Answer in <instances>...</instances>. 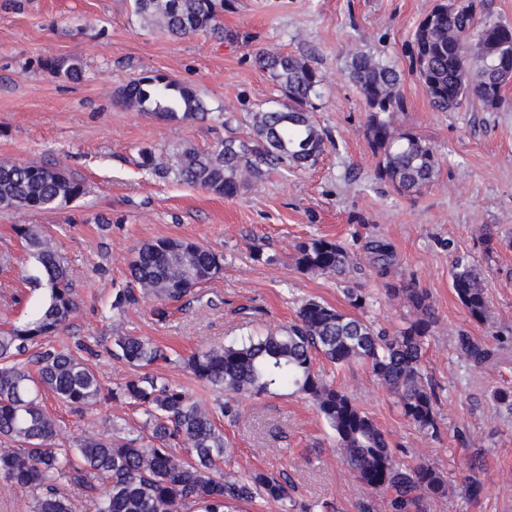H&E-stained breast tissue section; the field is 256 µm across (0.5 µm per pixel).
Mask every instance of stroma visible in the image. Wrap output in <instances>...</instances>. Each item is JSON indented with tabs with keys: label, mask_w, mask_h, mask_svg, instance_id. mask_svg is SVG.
Returning <instances> with one entry per match:
<instances>
[{
	"label": "stroma",
	"mask_w": 512,
	"mask_h": 512,
	"mask_svg": "<svg viewBox=\"0 0 512 512\" xmlns=\"http://www.w3.org/2000/svg\"><path fill=\"white\" fill-rule=\"evenodd\" d=\"M438 0H224L220 32L182 38L136 16L132 0H0V164L60 165L86 193L52 210L0 209V323L33 313L44 301L34 287L40 267L15 231L49 233L66 258L80 297L61 332L68 344L97 351L95 368L110 386L129 366L108 348L115 333L143 336L189 356L202 346L250 331L288 326L305 300H317L391 331L410 319L388 288L407 281L424 288L439 318L426 345L424 374L439 396L438 434H422L368 365L320 361L327 380L344 387L388 436L397 459L426 464L449 493L425 500L423 512H512V411L496 400L512 388V83L507 104L486 112H439L409 67L418 22ZM304 58L320 76L314 118L331 142L303 171L278 170L231 197L161 177L140 166L151 148L175 162L187 148L213 152L220 122L175 123L123 106L118 91L154 71L187 85L211 112L230 113L239 135L252 114L287 98L255 61L258 51ZM362 51L401 73L405 109L394 126L416 133L440 154L433 183L398 193L376 176L379 158L365 136L368 113L346 66ZM77 59L79 77L51 72ZM497 237L485 242L482 229ZM312 236L341 242L355 264L337 278L304 271L296 245ZM188 239L224 257V271L200 288L190 306L173 304L157 321L142 301L122 313L109 307L128 276L136 247L160 238ZM389 242L395 260L378 275L365 251ZM475 262L490 300L486 320H473L451 288L456 257ZM364 293L353 306L347 289ZM492 352L475 366L459 336ZM238 421L221 419L229 454L224 473L262 470L286 478L294 512L322 503L323 512H393L390 497L352 477L308 399L282 391L245 401ZM60 439L103 432L109 420L142 418L112 401L82 413L48 401ZM481 491L470 497L467 480Z\"/></svg>",
	"instance_id": "1"
}]
</instances>
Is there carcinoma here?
I'll return each mask as SVG.
<instances>
[{"label":"carcinoma","instance_id":"obj_1","mask_svg":"<svg viewBox=\"0 0 512 512\" xmlns=\"http://www.w3.org/2000/svg\"><path fill=\"white\" fill-rule=\"evenodd\" d=\"M224 0H134L135 13L156 17L168 34L179 37L215 31ZM512 60V26L484 11L480 0H444L417 26L411 43L412 72L423 83L432 107L457 112L473 101L494 111L506 104L504 77L494 56ZM256 63L284 89L288 103L254 114L251 133L228 136L212 154L189 148L170 168L152 149L141 151V167L169 174L219 195H233L281 167L313 165L325 151L328 134L314 122L313 98L321 76L307 61L288 53L260 51ZM348 77L364 101L369 117L366 135L380 156L377 177L400 193L433 182L440 166L434 148L410 131L394 128L393 116L404 110L400 72L374 57L351 56ZM123 103L165 121L210 119L197 92L163 74L132 80L120 91ZM48 166L0 165V207L54 209L85 194L71 177H43ZM23 247L42 268L45 304L32 316L0 328V481L25 489L31 512H80L66 489L75 487L95 512H237L236 506L259 497L288 512V489L277 477L255 471L243 478L226 476L221 464L228 450L216 417H239L235 403L288 387L310 398L349 472L364 484L393 495L395 512H417L426 496H443L448 484L433 467L406 468L396 462L384 432L360 409L349 392L328 383L315 370L317 356L339 366L368 364L379 383L395 395L402 415L423 434L438 431V398L425 384L422 361L438 317L428 295L407 283L390 295L409 307L412 317L393 334L335 308L307 300L288 327L221 345H208L183 360L200 382L229 397L209 408L155 375L154 364L169 360L151 339L119 333L110 353L132 367L128 379L106 386L89 363L58 343L56 337L79 308L73 278L50 237L32 227H18ZM379 272L393 260L390 245L370 242ZM293 260L304 270L346 275L355 259L340 242L324 237L297 244ZM224 257L193 241L160 238L142 244L129 263L127 287L116 291L112 309L119 312L139 300L155 302L153 315L168 316V305L195 294L219 276ZM452 288L471 318L489 312L485 285L477 268L457 259ZM462 353L478 364L490 352L468 336ZM71 410L124 401L144 417L134 433L114 422L112 433L84 437L69 448L59 441L56 420L47 412L45 395ZM181 447L182 457L173 452Z\"/></svg>","mask_w":512,"mask_h":512}]
</instances>
